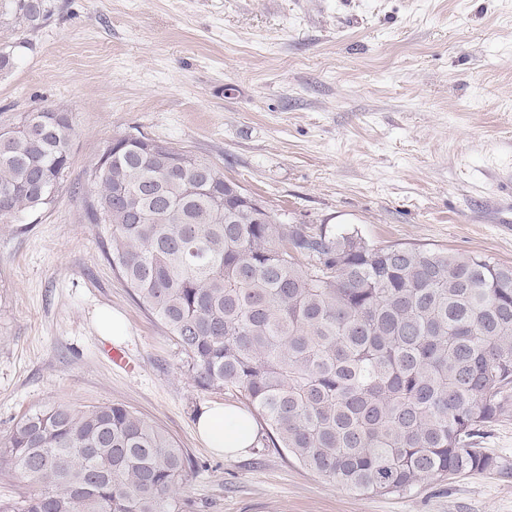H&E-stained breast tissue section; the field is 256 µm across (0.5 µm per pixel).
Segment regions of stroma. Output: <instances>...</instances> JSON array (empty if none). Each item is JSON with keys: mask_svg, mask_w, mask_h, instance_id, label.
Returning <instances> with one entry per match:
<instances>
[{"mask_svg": "<svg viewBox=\"0 0 512 512\" xmlns=\"http://www.w3.org/2000/svg\"><path fill=\"white\" fill-rule=\"evenodd\" d=\"M0 76V120L73 114L55 201L0 224V443L61 401L117 403L190 457L180 512H512V409L475 444L497 464L385 496L330 484L270 445L225 459L196 436L231 390L189 358L112 269L88 223L90 171L112 138L191 151L298 224L358 229L512 264V0H53ZM127 320L112 365L100 311Z\"/></svg>", "mask_w": 512, "mask_h": 512, "instance_id": "stroma-1", "label": "stroma"}]
</instances>
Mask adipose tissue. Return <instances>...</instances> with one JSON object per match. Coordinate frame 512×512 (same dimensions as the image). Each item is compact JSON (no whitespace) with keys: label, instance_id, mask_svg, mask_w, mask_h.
Segmentation results:
<instances>
[{"label":"adipose tissue","instance_id":"ef3b65f1","mask_svg":"<svg viewBox=\"0 0 512 512\" xmlns=\"http://www.w3.org/2000/svg\"><path fill=\"white\" fill-rule=\"evenodd\" d=\"M196 431L215 455L236 458L249 453L255 442L257 425L248 411L214 403L200 415Z\"/></svg>","mask_w":512,"mask_h":512}]
</instances>
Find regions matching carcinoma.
Here are the masks:
<instances>
[{"instance_id":"1","label":"carcinoma","mask_w":512,"mask_h":512,"mask_svg":"<svg viewBox=\"0 0 512 512\" xmlns=\"http://www.w3.org/2000/svg\"><path fill=\"white\" fill-rule=\"evenodd\" d=\"M53 0H0L25 34ZM24 38L0 47V73ZM72 113L0 124V223L52 204ZM91 224L107 258L190 359L202 390L231 389L307 469L344 490L409 492L492 471L472 438L512 401V265L375 246L356 230L248 215L232 181L193 153L139 136L94 163ZM4 455L34 488L0 512H178L190 459L118 404L57 402L24 415Z\"/></svg>"}]
</instances>
